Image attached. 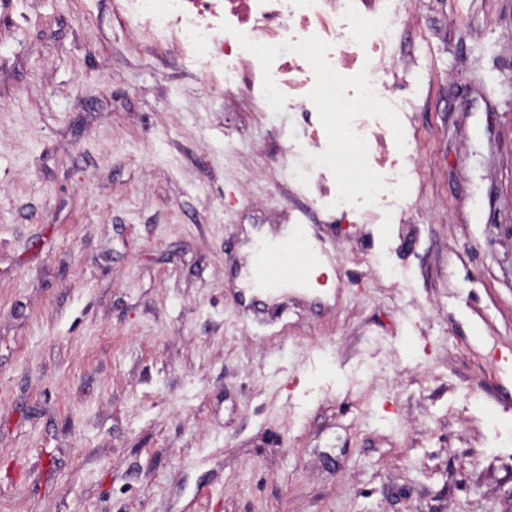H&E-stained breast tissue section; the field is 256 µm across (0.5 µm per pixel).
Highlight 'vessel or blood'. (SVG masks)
Listing matches in <instances>:
<instances>
[{"label":"vessel or blood","mask_w":512,"mask_h":512,"mask_svg":"<svg viewBox=\"0 0 512 512\" xmlns=\"http://www.w3.org/2000/svg\"><path fill=\"white\" fill-rule=\"evenodd\" d=\"M316 252L317 245L302 224L278 245L271 246L265 240H256L252 252V275L258 284L257 296L273 297L277 287L287 280L289 272L306 266Z\"/></svg>","instance_id":"vessel-or-blood-1"}]
</instances>
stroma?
<instances>
[{
    "mask_svg": "<svg viewBox=\"0 0 512 512\" xmlns=\"http://www.w3.org/2000/svg\"><path fill=\"white\" fill-rule=\"evenodd\" d=\"M395 209L122 0L0 7V512H512V0H406ZM328 288L268 310L255 237ZM297 231L287 235L276 246H270L263 238L254 243L253 264L250 276L261 286L255 293L266 299L274 296L276 288L288 281V272L305 267L317 254V244L308 234L307 224H295Z\"/></svg>",
    "mask_w": 512,
    "mask_h": 512,
    "instance_id": "obj_1",
    "label": "stroma"
}]
</instances>
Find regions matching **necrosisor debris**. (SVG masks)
<instances>
[{"label": "necrosis or debris", "instance_id": "necrosis-or-debris-1", "mask_svg": "<svg viewBox=\"0 0 512 512\" xmlns=\"http://www.w3.org/2000/svg\"><path fill=\"white\" fill-rule=\"evenodd\" d=\"M125 10L160 39L192 50L205 72L242 78L253 91L262 88V70L257 58L240 47L235 37L239 31L270 45L318 36L337 45L328 60L338 73L367 72L380 96L387 88L385 74L398 61V0H126ZM224 21L232 32L221 30ZM272 75L279 89L294 97L296 110L308 111L315 83L309 63L287 52L274 61Z\"/></svg>", "mask_w": 512, "mask_h": 512}]
</instances>
